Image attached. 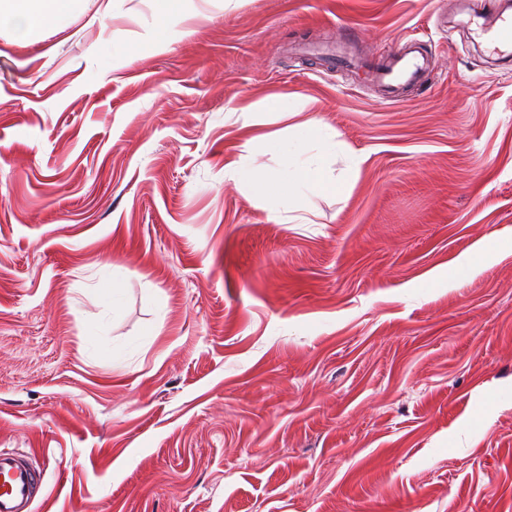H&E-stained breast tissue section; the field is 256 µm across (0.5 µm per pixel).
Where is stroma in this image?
Here are the masks:
<instances>
[{
    "label": "stroma",
    "mask_w": 512,
    "mask_h": 512,
    "mask_svg": "<svg viewBox=\"0 0 512 512\" xmlns=\"http://www.w3.org/2000/svg\"><path fill=\"white\" fill-rule=\"evenodd\" d=\"M100 4L24 44L0 23V451L37 512H512L484 0ZM410 39L428 77L392 103L369 66ZM314 118L347 184L269 221L233 172Z\"/></svg>",
    "instance_id": "1"
}]
</instances>
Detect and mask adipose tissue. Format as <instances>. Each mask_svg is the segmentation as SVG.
I'll list each match as a JSON object with an SVG mask.
<instances>
[{
	"label": "adipose tissue",
	"instance_id": "1",
	"mask_svg": "<svg viewBox=\"0 0 512 512\" xmlns=\"http://www.w3.org/2000/svg\"><path fill=\"white\" fill-rule=\"evenodd\" d=\"M79 3L80 0H0V19L10 20L15 41L22 42L37 31L62 29ZM317 130L318 124L312 120L279 140L283 163L278 171L255 164L236 171L238 185L258 199L269 220H278L281 207H296L308 193L323 190L316 169L301 160Z\"/></svg>",
	"mask_w": 512,
	"mask_h": 512
}]
</instances>
